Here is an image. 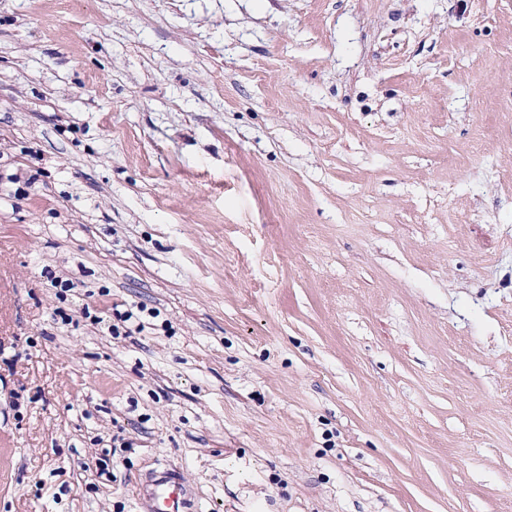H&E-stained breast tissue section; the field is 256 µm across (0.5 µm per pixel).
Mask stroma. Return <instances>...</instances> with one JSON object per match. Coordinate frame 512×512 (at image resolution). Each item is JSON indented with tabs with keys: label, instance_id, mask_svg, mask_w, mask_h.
<instances>
[{
	"label": "stroma",
	"instance_id": "1",
	"mask_svg": "<svg viewBox=\"0 0 512 512\" xmlns=\"http://www.w3.org/2000/svg\"><path fill=\"white\" fill-rule=\"evenodd\" d=\"M165 469L512 512V0H0V512Z\"/></svg>",
	"mask_w": 512,
	"mask_h": 512
}]
</instances>
